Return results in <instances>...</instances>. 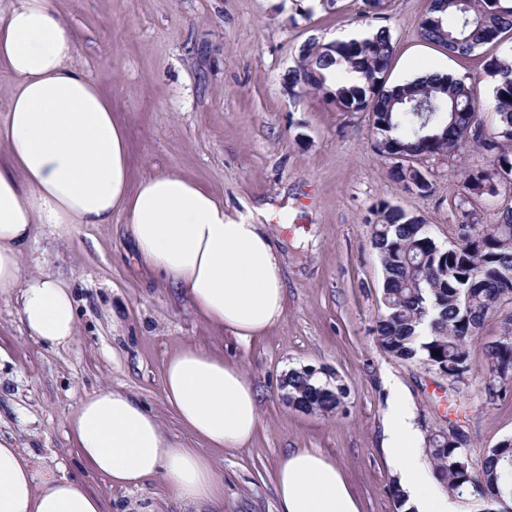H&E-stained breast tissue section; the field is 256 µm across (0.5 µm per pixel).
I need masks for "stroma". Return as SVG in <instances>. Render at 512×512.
<instances>
[{
  "label": "stroma",
  "instance_id": "35a3bbf8",
  "mask_svg": "<svg viewBox=\"0 0 512 512\" xmlns=\"http://www.w3.org/2000/svg\"><path fill=\"white\" fill-rule=\"evenodd\" d=\"M76 41L75 63L95 80L123 125L129 186L162 171L181 173L225 207L265 225L281 261L282 318L241 341L199 316L189 298L139 264L121 216L108 224L33 227L20 256L26 275L50 274L71 288L76 333L51 347L19 321L17 296H0V435L43 464L104 496L107 512H190L163 476L132 489L109 487L77 451L71 425L83 399L111 389L138 398L164 432L197 442L163 392L168 360L188 346L238 365L258 391L260 419L247 447L204 454L224 477V512H277L276 469L286 453L315 450L334 462L360 512H399L397 470L384 446L389 381L405 389L422 434L455 426L480 460L512 438V386L497 396L485 347L502 333L512 303L474 331L473 372L460 389L422 365L393 359L375 332L383 273L372 246L376 211L388 203L425 219L441 246L461 215L450 184L487 166L469 145L454 157L425 156L433 190L421 196L389 177L367 113L339 112L321 94L291 86L299 48L364 26L362 0H55ZM428 0H390L381 23L396 46L390 83L431 65L477 81L478 107L494 121L486 61L512 37L456 58L420 39ZM316 369L346 397L329 412L281 400L292 368Z\"/></svg>",
  "mask_w": 512,
  "mask_h": 512
}]
</instances>
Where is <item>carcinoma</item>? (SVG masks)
<instances>
[{
  "mask_svg": "<svg viewBox=\"0 0 512 512\" xmlns=\"http://www.w3.org/2000/svg\"><path fill=\"white\" fill-rule=\"evenodd\" d=\"M512 32V6L504 0H429L420 21L423 41L450 56L468 57ZM394 54L389 32L320 44L308 40L300 52L301 65L293 71L292 86L300 71L310 70L304 88L322 93L340 112H366L376 137L375 147L393 160L392 181L402 190L425 195L432 191L426 173L409 169L397 159L415 160L427 154H453L466 144L491 153V167L467 175L462 187L492 198L494 186H512V48L492 57L486 74L493 79L495 130L479 115L476 83L469 77H417L387 86L386 73ZM356 72L361 82L336 79L329 84L324 70ZM373 246L378 251L383 288L376 332L382 349L401 362L420 363L428 371L462 382L472 372L468 345L479 326L503 301L512 302V209L500 212L497 223L481 224L471 207L461 210L457 243L444 249L432 237L426 222L398 206L377 210ZM430 335L416 342L419 329ZM440 355H435V351ZM490 379L488 393L498 383L512 381V317L504 336L486 346ZM295 408L328 412L342 404L343 390L305 369H291L282 381ZM469 436L443 432L428 439L426 456L448 493H468L492 504L512 502V439L489 449L475 469Z\"/></svg>",
  "mask_w": 512,
  "mask_h": 512,
  "instance_id": "obj_1",
  "label": "carcinoma"
}]
</instances>
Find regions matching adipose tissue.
I'll return each instance as SVG.
<instances>
[{"mask_svg":"<svg viewBox=\"0 0 512 512\" xmlns=\"http://www.w3.org/2000/svg\"><path fill=\"white\" fill-rule=\"evenodd\" d=\"M70 27L51 0H0V67L13 91L0 124V296L18 295L27 333L64 345L76 332L69 286L25 276L20 254L36 224H108L120 214L136 257L187 294L196 312L246 340L283 315L284 280L263 225L174 172L129 187L125 130L96 82L79 69ZM165 400L199 440L235 450L259 422L258 394L238 366L188 347L164 371ZM384 446L400 471L408 512H456L423 459V436L399 385ZM78 452L113 488H136L163 473L172 497L195 512H221L224 480L198 449L165 435L130 394L84 399L72 422ZM279 512H359L334 463L294 451L276 476ZM103 497L0 438V512H104Z\"/></svg>","mask_w":512,"mask_h":512,"instance_id":"ef3b65f1","label":"adipose tissue"}]
</instances>
